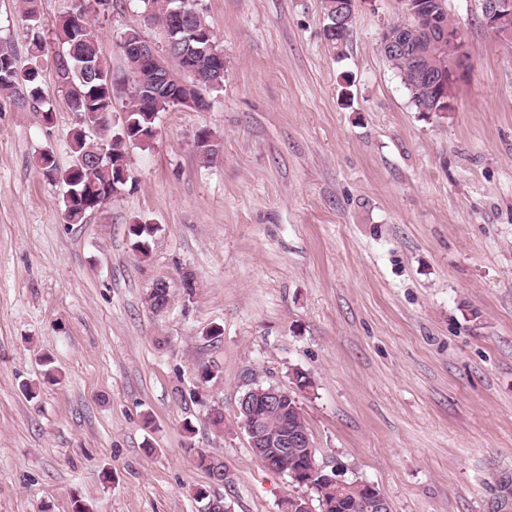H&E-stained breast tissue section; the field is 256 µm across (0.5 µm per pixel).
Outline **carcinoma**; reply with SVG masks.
<instances>
[{"label":"carcinoma","instance_id":"1","mask_svg":"<svg viewBox=\"0 0 512 512\" xmlns=\"http://www.w3.org/2000/svg\"><path fill=\"white\" fill-rule=\"evenodd\" d=\"M26 24V38L30 51L28 67L22 69L13 53L0 52V95L21 106H30L51 120L53 107L44 96L42 89V58L55 51V65L59 83L65 90L69 111L76 115L75 126L68 133L67 147L73 161L65 169L58 166L55 155L49 150L39 154L38 165L43 176L63 188L62 203L65 221L82 224L87 216L95 211L88 205L91 199L101 200L112 193L114 187L121 189L127 183L118 180L117 172L129 168L128 150L150 143L146 139L149 129L156 126L162 112L183 104V101L163 92H148L133 87L136 73L131 64H126V73L117 76L108 68L101 71L97 60L101 55L99 35L89 20L78 27L74 16H88L91 0H72L71 8L58 16L52 28L44 29L40 21L39 0H20ZM338 0L323 4L325 14L330 16L328 23H346L347 29L336 33L331 30L324 35L326 45L340 52L346 47L351 36V14L342 13L336 7ZM189 26L209 34L212 42H217L213 27L202 9L193 10ZM177 34V42L172 44L169 57L173 72L181 74L187 66L194 65L187 53L186 43ZM381 51L387 62L400 78L409 99L419 112H436L442 103L454 97L455 84L447 77L440 76V66L448 65L454 48L444 41L429 45L421 42L415 49L402 54L389 52L385 41H380ZM187 81L198 90H214L220 85L210 84L209 70L199 65L194 75ZM132 85L125 92L126 112L122 126L112 128V102L120 85ZM159 227L153 224L134 223L129 234L133 247L142 255H148V239ZM293 390L288 404V426L292 429L309 431L298 406L297 392L311 386L307 373L295 370L292 377ZM255 457L268 469L288 476L298 485L306 488L304 497H314L318 502V512H370L369 504L380 494L373 484L364 481H338L335 475L321 471L315 478L310 474L319 464L317 458L302 448L288 449V454L275 456L265 448L252 449ZM196 465L203 470L209 480L224 478V461L210 453L196 452Z\"/></svg>","mask_w":512,"mask_h":512}]
</instances>
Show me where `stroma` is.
Returning a JSON list of instances; mask_svg holds the SVG:
<instances>
[{"mask_svg": "<svg viewBox=\"0 0 512 512\" xmlns=\"http://www.w3.org/2000/svg\"><path fill=\"white\" fill-rule=\"evenodd\" d=\"M201 6L222 86L160 113L129 151L134 185L86 223H64L36 164L48 148L72 161L51 58L53 123L0 98V512H198L199 451L223 458L231 512H284L300 489L255 457L238 402L296 369L325 471L374 484L392 512H487L512 474V38L482 25L480 0H447L455 96L423 113L379 48L399 0H356L339 54L322 0ZM143 12H90L114 73L130 26L166 48ZM25 26L0 0V46L22 64ZM203 129L223 146L208 167ZM136 221L159 227L145 256ZM159 279L158 316L144 294Z\"/></svg>", "mask_w": 512, "mask_h": 512, "instance_id": "1", "label": "stroma"}]
</instances>
